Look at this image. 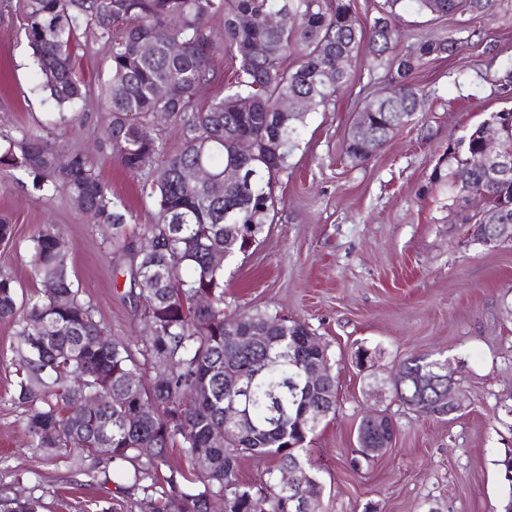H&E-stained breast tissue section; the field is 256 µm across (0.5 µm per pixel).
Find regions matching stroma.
<instances>
[{"label": "stroma", "mask_w": 512, "mask_h": 512, "mask_svg": "<svg viewBox=\"0 0 512 512\" xmlns=\"http://www.w3.org/2000/svg\"><path fill=\"white\" fill-rule=\"evenodd\" d=\"M403 40L375 56L360 50L351 83L327 110L308 113L288 172L274 188V219L247 253L224 264L228 315L267 312L305 322L327 345L336 376L337 411L313 436L309 457L324 485L325 512H499L508 484L499 462L512 454V242L473 241L456 213L465 194L438 179L448 146L491 113L512 108L502 86L512 57V0L495 15L423 13L398 8ZM463 39L461 51L428 60L413 76L422 104L365 161L344 143L358 109L389 85L393 53L418 42ZM20 12L0 14V136L46 127L62 151L97 161L130 209L139 239L154 208L141 179L130 176L100 141L107 122L96 96L77 123L56 125L57 110L40 88ZM14 226L0 244V271L17 281L25 302L38 284L29 248L44 225L66 241L69 271L110 335L138 334V310L124 296L128 261L107 255L100 230L64 195L45 196L22 171L0 175V216ZM17 338L0 321V496L34 500L37 512H139L131 488L106 456L32 447L26 407L15 397ZM369 359L358 364L357 351ZM428 354L448 363L462 408L442 419L410 409L392 380L405 359ZM390 416L398 431L385 453L361 460L357 426L365 413Z\"/></svg>", "instance_id": "35a3bbf8"}]
</instances>
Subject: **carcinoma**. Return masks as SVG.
Listing matches in <instances>:
<instances>
[{
  "label": "carcinoma",
  "mask_w": 512,
  "mask_h": 512,
  "mask_svg": "<svg viewBox=\"0 0 512 512\" xmlns=\"http://www.w3.org/2000/svg\"><path fill=\"white\" fill-rule=\"evenodd\" d=\"M402 0H382L379 16L363 26L354 0H22L24 34L41 76V89L59 109V122L86 100L88 81L75 73V42L89 29L106 50L107 79L100 100L110 113L99 137L113 157L143 180L155 209V222L143 227L144 242L128 238L132 215L112 194L100 171L79 150L60 163L56 141L37 129L4 137L0 171L22 170L49 193L64 194L94 212L103 241L130 257L127 297L143 306L144 337L95 342L106 333L92 307L80 298L69 273V255L51 227L32 239L30 268L48 283L17 308L15 278L0 271V319L18 338L17 400L33 406L27 419L31 444L57 450L78 445L90 456L105 454L143 493L148 512H209L219 497L224 512H290L289 500L323 485L305 458L307 439L336 414V376L315 395L306 392L304 369L330 363L327 346L308 327L277 315L236 317L230 328L224 313V266L216 254L232 257L256 243L274 209L273 187L288 172V158L305 115L325 108L350 81L347 64L365 43L380 56L400 38L395 24ZM418 10L438 15L475 11L495 13L497 0H413ZM281 14V24L267 18ZM222 22L217 33L212 22ZM153 51L145 55L141 43ZM178 41L183 51L169 52ZM449 37L425 40L395 57L392 89L367 103L364 124L353 126L345 154L365 161L418 112L421 95L411 77L432 56L453 53ZM223 54L236 67V79L204 106L200 90L213 80L212 63ZM297 56L295 65L288 57ZM166 85L170 95L158 96ZM288 101V109L279 108ZM181 122L182 144L168 148L160 118ZM498 112L455 145L448 146V188L466 174L491 206L488 221L512 223V177L486 178L478 156L485 138L498 135L503 155L512 158V133ZM254 151L244 156L239 144ZM203 166L226 188L189 182L187 170ZM204 298L206 305L195 300ZM266 332L244 348L229 336ZM393 387L400 401L425 415L452 414L448 364L428 355L406 359ZM97 393L103 407L87 413L83 398ZM243 413L237 432L224 436V409ZM190 459L199 453L211 466L191 478L168 467L170 448ZM243 454L271 458L262 485L239 480ZM294 471L296 484L285 493L282 470Z\"/></svg>",
  "instance_id": "carcinoma-1"
}]
</instances>
